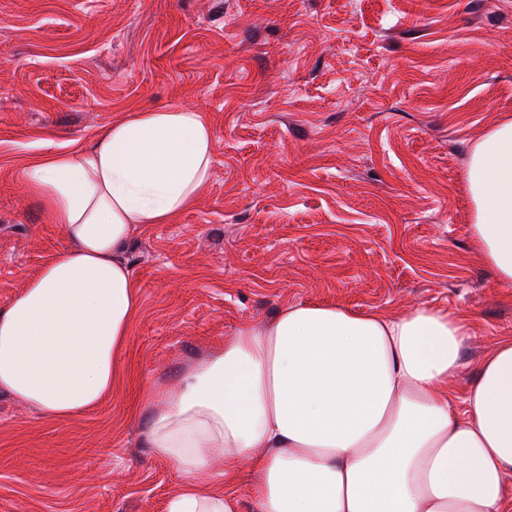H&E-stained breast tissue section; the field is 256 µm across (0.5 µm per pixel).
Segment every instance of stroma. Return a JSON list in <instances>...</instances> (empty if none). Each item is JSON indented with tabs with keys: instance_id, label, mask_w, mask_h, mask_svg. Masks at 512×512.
I'll list each match as a JSON object with an SVG mask.
<instances>
[{
	"instance_id": "stroma-1",
	"label": "stroma",
	"mask_w": 512,
	"mask_h": 512,
	"mask_svg": "<svg viewBox=\"0 0 512 512\" xmlns=\"http://www.w3.org/2000/svg\"><path fill=\"white\" fill-rule=\"evenodd\" d=\"M163 107L205 113L210 177L133 233L111 394L55 421L0 392V512H167L182 478L146 447L141 400L284 305L461 314L459 392L512 336L462 190L512 114V0H0V309L71 245L28 164Z\"/></svg>"
}]
</instances>
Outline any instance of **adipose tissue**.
Instances as JSON below:
<instances>
[{"mask_svg":"<svg viewBox=\"0 0 512 512\" xmlns=\"http://www.w3.org/2000/svg\"><path fill=\"white\" fill-rule=\"evenodd\" d=\"M213 153L205 115L171 107L31 162L30 188L74 245L0 310V391L51 420L111 393L139 307L133 230L190 208ZM463 189L476 259L512 284V115L472 144ZM469 337L431 306L296 304L240 324L143 399L147 447L184 478L167 512H240L200 477L242 460L256 512H512V336L455 398Z\"/></svg>","mask_w":512,"mask_h":512,"instance_id":"obj_1","label":"adipose tissue"}]
</instances>
